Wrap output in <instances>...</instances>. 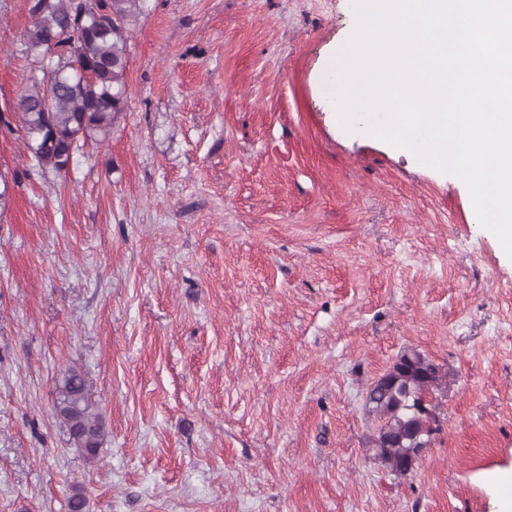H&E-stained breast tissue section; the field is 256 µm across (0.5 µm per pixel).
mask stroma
I'll return each mask as SVG.
<instances>
[{
    "mask_svg": "<svg viewBox=\"0 0 512 512\" xmlns=\"http://www.w3.org/2000/svg\"><path fill=\"white\" fill-rule=\"evenodd\" d=\"M0 0V114L57 57ZM351 0H144L128 102L68 172L0 125V512H495L512 475V260L466 185L323 91ZM445 374L414 473L369 441V386ZM79 368L86 464L55 416ZM55 414L88 464L96 462L104 436L102 416L91 402L80 370L69 368L58 382Z\"/></svg>",
    "mask_w": 512,
    "mask_h": 512,
    "instance_id": "1",
    "label": "stroma"
}]
</instances>
